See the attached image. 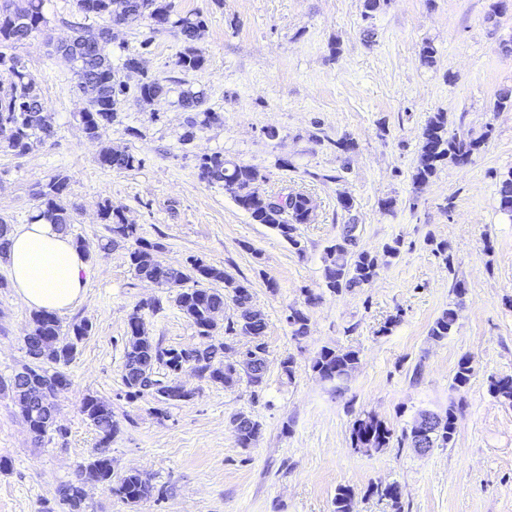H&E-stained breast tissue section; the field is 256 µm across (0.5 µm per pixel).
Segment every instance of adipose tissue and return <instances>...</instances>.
I'll return each instance as SVG.
<instances>
[{"instance_id": "ef3b65f1", "label": "adipose tissue", "mask_w": 512, "mask_h": 512, "mask_svg": "<svg viewBox=\"0 0 512 512\" xmlns=\"http://www.w3.org/2000/svg\"><path fill=\"white\" fill-rule=\"evenodd\" d=\"M0 266L16 293L32 309L63 312L80 302L87 263L67 232L37 219L13 227Z\"/></svg>"}]
</instances>
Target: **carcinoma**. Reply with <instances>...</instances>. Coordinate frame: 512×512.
I'll use <instances>...</instances> for the list:
<instances>
[{
    "label": "carcinoma",
    "instance_id": "cac0c4a2",
    "mask_svg": "<svg viewBox=\"0 0 512 512\" xmlns=\"http://www.w3.org/2000/svg\"><path fill=\"white\" fill-rule=\"evenodd\" d=\"M18 7L14 0H0V64L11 63L13 82L0 87V146L17 156L29 153L34 144L55 136V117L39 93L35 76L19 65L17 57L7 55L6 50L15 48L33 34L41 33L47 20L43 11L44 0H25ZM77 12L94 15L101 20L96 27L74 28L70 40L56 46L57 58L72 66L77 73L78 91L87 98L88 107L80 113L84 133L91 139H99L106 127L112 124L129 87L115 77L107 47L111 39L105 30L112 23V16L121 15L127 26H145L150 36L143 45L151 43V35L164 30H174L186 42L194 40L203 25L201 16L193 18L175 17L172 0H73ZM205 63L204 56L188 48L175 59V66L183 71H198ZM172 91L171 81L157 77L142 76L136 86V99L142 106ZM180 105L194 113L187 121L181 141L188 143L198 131L223 122L220 113L206 106L203 91H183ZM492 128L474 138L448 131V114L435 112L429 116L422 132V145L418 165L412 175L414 185H426L447 159L466 165L478 153L491 135ZM99 164L108 169L123 171L138 168L142 160L133 154L105 147L98 158ZM198 178L207 184H218L229 192L234 201L249 213L257 224H266L277 230L288 243L301 253L304 245L298 225L315 220L316 206L312 198L299 191L277 195H263L259 186L266 176L256 167L224 158L220 153L204 155L198 160ZM68 191V177L57 174L35 190L38 201L36 217L68 229L72 223V212L61 204ZM499 209L512 215V175L502 180L498 188ZM99 215L107 224L110 236L104 247H114L121 242H131L127 256L135 275L148 282L174 290L169 301L179 308L195 328L204 349L200 354H189L183 348H165L146 336L140 310L161 309V302L153 300L138 306L127 324V341L124 351L122 381L128 396L139 398L150 396L164 405H173L170 391L178 386L177 381L163 383L154 379L159 366L166 367L176 375L190 367L202 378L226 388L236 386L241 380L257 394L265 384L267 349L263 341L266 319H253L258 311L254 304L251 285L237 280L224 268L208 264L199 258H190L184 266L165 267L154 256L158 245L144 241L138 235V227L127 221L124 211L112 207L106 200L99 205ZM355 224L341 225L340 233L324 248V282L332 293L353 291L368 284L378 270V259L357 246ZM319 297L309 295L304 306L288 308L286 321L292 328V336L308 335L309 314L306 308L315 305ZM233 305V314L227 317L224 333L248 336L251 346L246 349V359L232 368L224 365V352L231 347L216 339L217 324L212 314L224 310L226 302ZM457 309L448 306L434 320L429 336L442 340L450 336L457 323ZM32 330L24 338L27 355L45 349V358L30 361L22 366L9 380L0 382V391L9 392L14 405L25 421L30 424L36 440H41L55 426L56 408L52 398L59 385H69V378L62 366L73 357L77 345L91 334L92 325L85 320L71 323L67 334H62L56 313L41 310L31 315ZM359 363L358 352L351 349L322 348L312 361L311 369L335 388L345 385ZM472 359L460 357L453 377L452 388L464 389L473 376ZM489 391L497 398L512 402V376L494 378ZM86 419L100 436L99 447L90 458L79 465L76 479L63 484L59 490L62 512H84L88 484L106 487L123 501L135 504L150 496L152 487L136 470H129L118 480H113L112 457L107 448L118 432L112 405L108 401L87 396L81 407ZM459 407L451 403L448 411L438 414L435 432L428 437V447L447 448L454 441ZM238 444L248 448L261 432V424L235 414L231 417ZM351 447L366 452H379L397 445L413 448L416 441V426L410 424L395 436V431L377 415L362 413L356 417L351 428Z\"/></svg>",
    "mask_w": 512,
    "mask_h": 512
}]
</instances>
